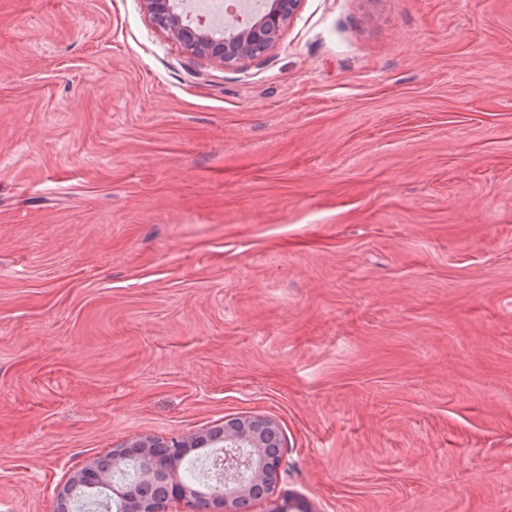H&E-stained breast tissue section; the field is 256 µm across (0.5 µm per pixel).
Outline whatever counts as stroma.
I'll use <instances>...</instances> for the list:
<instances>
[{
  "mask_svg": "<svg viewBox=\"0 0 512 512\" xmlns=\"http://www.w3.org/2000/svg\"><path fill=\"white\" fill-rule=\"evenodd\" d=\"M246 416L254 512H512V0H302L228 68L0 0V512Z\"/></svg>",
  "mask_w": 512,
  "mask_h": 512,
  "instance_id": "35a3bbf8",
  "label": "stroma"
}]
</instances>
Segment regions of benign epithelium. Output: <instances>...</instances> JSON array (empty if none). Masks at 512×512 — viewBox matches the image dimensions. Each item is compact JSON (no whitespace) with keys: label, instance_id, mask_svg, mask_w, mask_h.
<instances>
[{"label":"benign epithelium","instance_id":"7a95c632","mask_svg":"<svg viewBox=\"0 0 512 512\" xmlns=\"http://www.w3.org/2000/svg\"><path fill=\"white\" fill-rule=\"evenodd\" d=\"M152 22L167 32L192 56L211 64L234 66L271 51L284 26L296 16L301 0H268V8L231 40H216L203 26L191 27L170 8V0H142ZM138 448L139 479H168L179 482L175 459L199 448H224L223 483L205 490L181 487L174 499L205 503L207 512H244L268 498L276 482L283 457L275 424L254 416L233 421L210 434L189 439H160L146 436L134 443ZM125 451L112 452L109 465L89 462L72 471L56 495V512H76L77 492L98 482L108 487L110 498L126 504L127 512H164L165 507L141 497L135 483L124 478ZM263 484L258 494L255 486Z\"/></svg>","mask_w":512,"mask_h":512}]
</instances>
